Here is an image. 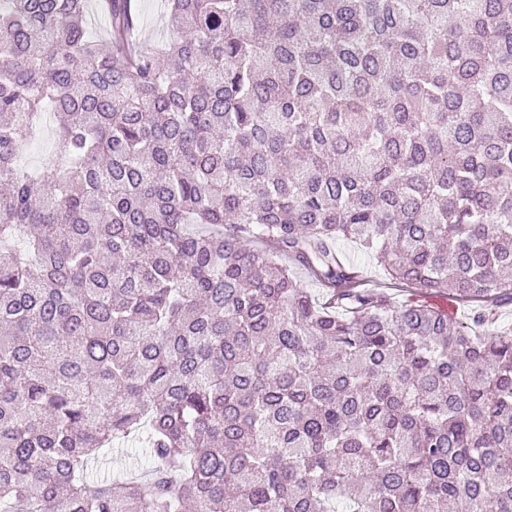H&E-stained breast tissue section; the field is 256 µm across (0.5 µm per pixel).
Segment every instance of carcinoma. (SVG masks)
Instances as JSON below:
<instances>
[{
    "mask_svg": "<svg viewBox=\"0 0 512 512\" xmlns=\"http://www.w3.org/2000/svg\"><path fill=\"white\" fill-rule=\"evenodd\" d=\"M90 2L0 0V512H512V0ZM133 3L140 17L142 37L154 43L169 40L172 32L166 23L164 0H133ZM55 116L51 110L42 115L35 136L27 141L19 157V165L28 172H39L54 158ZM337 248L350 265L362 272L366 280L374 281L369 283L378 282L382 286H385L383 288L391 294L393 301L399 302L406 297L405 294L407 293L402 291L404 289L390 285L383 278L381 268L377 265L372 255L366 252L360 245L349 240L341 239L337 242ZM137 439L135 433L126 438L125 441L116 442L107 453L104 466L114 473L123 471L140 476L142 474L141 465L128 454V448H140V444L132 443L133 440Z\"/></svg>",
    "mask_w": 512,
    "mask_h": 512,
    "instance_id": "cac0c4a2",
    "label": "carcinoma"
}]
</instances>
